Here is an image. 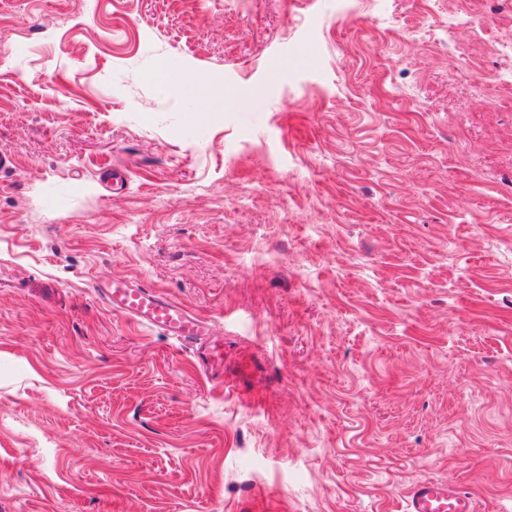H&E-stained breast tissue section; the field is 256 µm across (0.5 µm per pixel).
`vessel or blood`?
Wrapping results in <instances>:
<instances>
[{"label": "vessel or blood", "instance_id": "1", "mask_svg": "<svg viewBox=\"0 0 512 512\" xmlns=\"http://www.w3.org/2000/svg\"><path fill=\"white\" fill-rule=\"evenodd\" d=\"M101 301L112 311L148 328H157L177 342L191 345L202 370L224 373V344L211 336L210 324L182 304L134 279L115 280L100 291ZM403 512H475L474 499L450 482L424 480L405 498Z\"/></svg>", "mask_w": 512, "mask_h": 512}]
</instances>
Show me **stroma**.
Returning a JSON list of instances; mask_svg holds the SVG:
<instances>
[{
    "label": "stroma",
    "mask_w": 512,
    "mask_h": 512,
    "mask_svg": "<svg viewBox=\"0 0 512 512\" xmlns=\"http://www.w3.org/2000/svg\"><path fill=\"white\" fill-rule=\"evenodd\" d=\"M0 21V512H402L429 478L512 512V0ZM120 278L210 321L223 377ZM182 80L183 85L201 99L199 109L194 118L200 121L208 119L211 113L214 112V104L224 100L223 89L216 91L211 87L208 81L194 75H186ZM112 311L148 328H157L182 344L191 345L206 374L224 375V342L211 337L210 324L182 304L135 279L114 280L99 292Z\"/></svg>",
    "instance_id": "obj_1"
}]
</instances>
